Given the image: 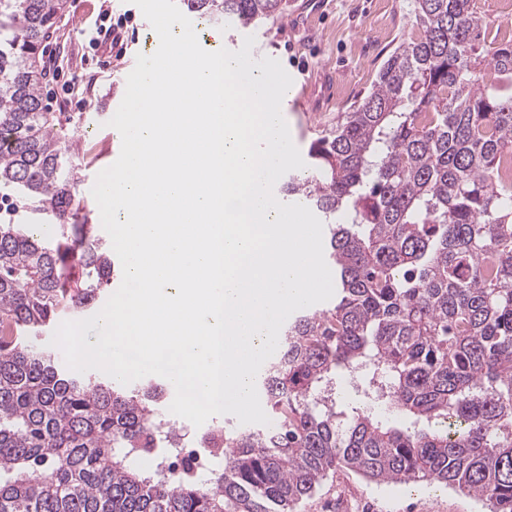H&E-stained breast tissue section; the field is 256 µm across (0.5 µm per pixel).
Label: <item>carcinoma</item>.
<instances>
[{
	"label": "carcinoma",
	"mask_w": 512,
	"mask_h": 512,
	"mask_svg": "<svg viewBox=\"0 0 512 512\" xmlns=\"http://www.w3.org/2000/svg\"><path fill=\"white\" fill-rule=\"evenodd\" d=\"M62 0H0V512H293L329 473L438 483L512 512V43L486 41L474 0H414L420 35L402 41L372 92L309 150L282 192L323 223L336 299L303 308L255 383L272 424L207 430L224 467L162 470L168 387L129 390L64 366L33 342L96 305L119 275L77 220V168L43 111L37 57ZM283 0H179L204 21L247 27ZM44 224L54 227L42 236ZM88 273L65 286L67 263ZM365 368L369 407L344 414L325 391Z\"/></svg>",
	"instance_id": "obj_1"
}]
</instances>
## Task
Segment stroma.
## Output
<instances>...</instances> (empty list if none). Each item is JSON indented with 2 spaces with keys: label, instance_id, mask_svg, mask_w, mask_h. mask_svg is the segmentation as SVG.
Segmentation results:
<instances>
[{
  "label": "stroma",
  "instance_id": "1",
  "mask_svg": "<svg viewBox=\"0 0 512 512\" xmlns=\"http://www.w3.org/2000/svg\"><path fill=\"white\" fill-rule=\"evenodd\" d=\"M101 4L102 0H65L46 39V52L39 57L41 66H49V53L55 50L63 64L83 71L73 91H58L56 101L46 109L56 114V124L81 168L77 195L84 208L79 221L95 225L101 219L91 188L97 174L109 167L111 150L121 143L109 121L115 103L124 97L126 77L117 69L82 66L89 48L73 18L85 5L89 22H96ZM126 12L132 15L124 33L126 59L132 62L156 33L139 8L131 7L128 0H112L113 15ZM248 32L285 70H303L312 78L297 89L307 100L305 109L288 102L283 105L291 138L304 154L372 91L391 51L402 40L418 36L419 29L412 0H322L320 14L308 23L294 27L284 19L268 20L249 26ZM349 502L365 503L366 512H484L474 498L437 484H377L344 468L329 474L314 494L297 504L295 512H338Z\"/></svg>",
  "mask_w": 512,
  "mask_h": 512
}]
</instances>
